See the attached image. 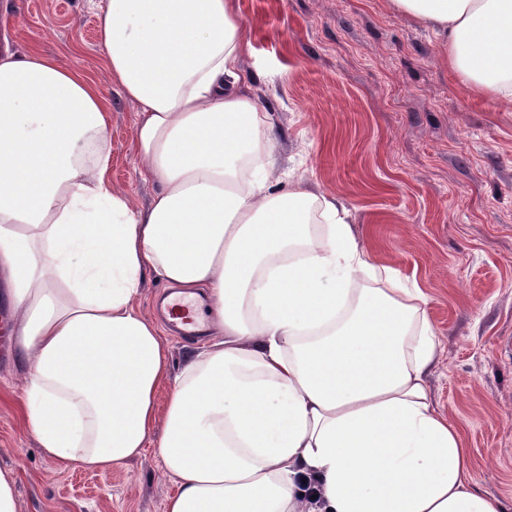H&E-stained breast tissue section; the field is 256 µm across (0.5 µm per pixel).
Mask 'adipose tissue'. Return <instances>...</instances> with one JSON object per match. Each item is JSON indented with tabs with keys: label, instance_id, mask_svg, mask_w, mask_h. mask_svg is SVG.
Listing matches in <instances>:
<instances>
[{
	"label": "adipose tissue",
	"instance_id": "adipose-tissue-1",
	"mask_svg": "<svg viewBox=\"0 0 512 512\" xmlns=\"http://www.w3.org/2000/svg\"><path fill=\"white\" fill-rule=\"evenodd\" d=\"M390 4L512 108V0ZM97 17L148 204L112 185L97 82L0 52V280L43 453L106 471L155 446L166 512H505L427 386L424 294L373 263L340 200L282 184L234 0H100ZM151 279L214 312L177 371L138 306Z\"/></svg>",
	"mask_w": 512,
	"mask_h": 512
}]
</instances>
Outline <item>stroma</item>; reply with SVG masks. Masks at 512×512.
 Segmentation results:
<instances>
[{
	"label": "stroma",
	"mask_w": 512,
	"mask_h": 512,
	"mask_svg": "<svg viewBox=\"0 0 512 512\" xmlns=\"http://www.w3.org/2000/svg\"><path fill=\"white\" fill-rule=\"evenodd\" d=\"M249 93L276 149L350 210L373 261L428 299L443 347L428 376L462 430L469 470L512 512V109L453 72L430 30L389 0H234ZM94 0H0V50L37 48L106 80ZM134 103L112 99L110 175L147 202ZM22 365L0 363V468L17 512H165L174 483L154 448L105 472L63 468L25 427Z\"/></svg>",
	"instance_id": "1"
}]
</instances>
